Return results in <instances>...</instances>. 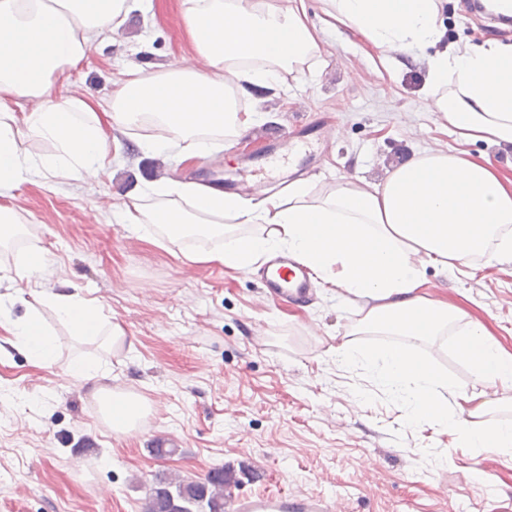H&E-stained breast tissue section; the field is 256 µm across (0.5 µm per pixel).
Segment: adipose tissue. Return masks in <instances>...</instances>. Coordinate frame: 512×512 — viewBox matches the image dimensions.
Here are the masks:
<instances>
[{
	"mask_svg": "<svg viewBox=\"0 0 512 512\" xmlns=\"http://www.w3.org/2000/svg\"><path fill=\"white\" fill-rule=\"evenodd\" d=\"M325 15L359 31L381 50L407 51L438 43L441 0H322ZM128 0H0V245L20 233L6 205L19 183L81 182L112 174V131H138L153 152L181 161L205 157L260 124L259 111L240 108L245 85L285 86L313 73L322 31L310 24L305 0H181V12L206 71L177 67L123 70L111 96L53 98L94 46L118 33ZM433 110L460 142L423 152L371 184L339 179L287 189L252 201L195 183L151 182L124 203L131 228L154 224L170 240L189 235L223 239L221 247L192 252L199 263L239 270L275 250H287L314 277L344 297L371 305L336 348L341 365L372 373L404 408L403 421L452 429L474 455L512 458V420L483 424L487 414L512 409V397L490 401L439 375L413 356L411 345L447 334L480 385H512V355L474 321L423 289L427 266L477 269L512 255V179L469 143L512 145V44L446 49L427 59ZM45 301L80 338L124 340L119 325L76 294ZM0 326L25 344L36 361L54 357L52 340L35 316ZM377 330L392 344L357 351V336ZM71 375L92 381V393L113 429L131 430L138 398L96 386V368L78 363ZM452 401H445V394Z\"/></svg>",
	"mask_w": 512,
	"mask_h": 512,
	"instance_id": "1",
	"label": "adipose tissue"
}]
</instances>
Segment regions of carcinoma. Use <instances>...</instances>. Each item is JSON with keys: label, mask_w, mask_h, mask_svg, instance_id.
Returning <instances> with one entry per match:
<instances>
[{"label": "carcinoma", "mask_w": 512, "mask_h": 512, "mask_svg": "<svg viewBox=\"0 0 512 512\" xmlns=\"http://www.w3.org/2000/svg\"><path fill=\"white\" fill-rule=\"evenodd\" d=\"M238 484L235 472L224 468L202 481L160 480L149 489L145 512H224V496Z\"/></svg>", "instance_id": "obj_1"}]
</instances>
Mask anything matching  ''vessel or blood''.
<instances>
[{
  "mask_svg": "<svg viewBox=\"0 0 512 512\" xmlns=\"http://www.w3.org/2000/svg\"><path fill=\"white\" fill-rule=\"evenodd\" d=\"M317 137L323 147H330L335 138L333 128L310 127L296 121L290 131H267L263 142L289 156L296 142ZM268 298L274 302L306 303L313 297L314 286L309 273L293 257L285 253L273 255L259 271ZM226 512H343L341 502L329 501L318 495L291 496L284 492H251L232 495L225 504Z\"/></svg>",
  "mask_w": 512,
  "mask_h": 512,
  "instance_id": "vessel-or-blood-1",
  "label": "vessel or blood"
}]
</instances>
